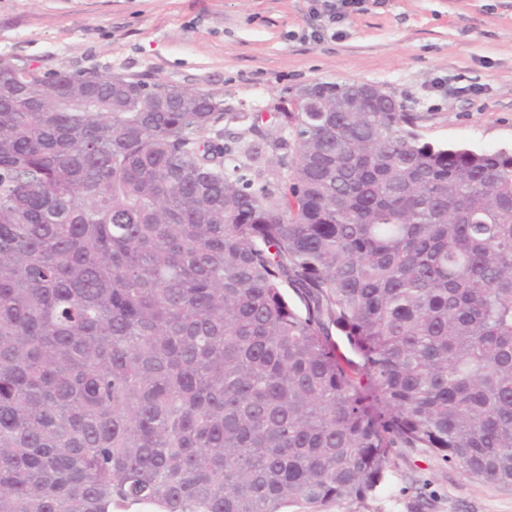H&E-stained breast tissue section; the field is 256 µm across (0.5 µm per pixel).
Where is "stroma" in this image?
<instances>
[{
  "label": "stroma",
  "instance_id": "35a3bbf8",
  "mask_svg": "<svg viewBox=\"0 0 512 512\" xmlns=\"http://www.w3.org/2000/svg\"><path fill=\"white\" fill-rule=\"evenodd\" d=\"M0 0V57L44 72H109L273 112L316 83H373L422 139L512 148V0ZM292 512H512V488L396 448L364 500Z\"/></svg>",
  "mask_w": 512,
  "mask_h": 512
}]
</instances>
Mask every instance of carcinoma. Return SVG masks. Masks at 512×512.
<instances>
[{
	"label": "carcinoma",
	"mask_w": 512,
	"mask_h": 512,
	"mask_svg": "<svg viewBox=\"0 0 512 512\" xmlns=\"http://www.w3.org/2000/svg\"><path fill=\"white\" fill-rule=\"evenodd\" d=\"M313 88L0 58V512H288L398 447L512 487V149ZM240 118L291 136L275 181Z\"/></svg>",
	"instance_id": "carcinoma-1"
}]
</instances>
